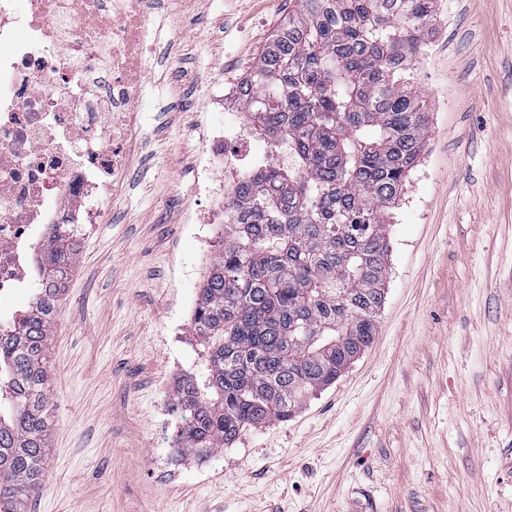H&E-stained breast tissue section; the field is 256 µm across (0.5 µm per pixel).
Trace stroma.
Masks as SVG:
<instances>
[{
    "label": "stroma",
    "instance_id": "stroma-1",
    "mask_svg": "<svg viewBox=\"0 0 512 512\" xmlns=\"http://www.w3.org/2000/svg\"><path fill=\"white\" fill-rule=\"evenodd\" d=\"M289 0H158L145 122L95 200L48 337L49 452L26 512H512V0H439L401 79L427 138L389 215L377 336L292 418L164 474L213 254L184 228L207 84L243 78Z\"/></svg>",
    "mask_w": 512,
    "mask_h": 512
}]
</instances>
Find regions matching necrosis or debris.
<instances>
[{"mask_svg":"<svg viewBox=\"0 0 512 512\" xmlns=\"http://www.w3.org/2000/svg\"><path fill=\"white\" fill-rule=\"evenodd\" d=\"M154 0H0V299L32 291L59 224L99 223L92 197L122 171L140 126L139 66ZM194 178L208 227L252 161L229 123H205Z\"/></svg>","mask_w":512,"mask_h":512,"instance_id":"obj_1","label":"necrosis or debris"}]
</instances>
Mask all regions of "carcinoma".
Returning <instances> with one entry per match:
<instances>
[{
    "label": "carcinoma",
    "instance_id": "cac0c4a2",
    "mask_svg": "<svg viewBox=\"0 0 512 512\" xmlns=\"http://www.w3.org/2000/svg\"><path fill=\"white\" fill-rule=\"evenodd\" d=\"M437 0H293L239 85L246 134L266 158L224 197V237L198 288L203 347L174 406L177 445L202 456L284 422L373 342L388 277L389 209L427 137L422 99L396 76L436 21ZM288 156V163L278 155ZM76 260L67 231L40 262L31 311L0 333V512L45 482L46 340Z\"/></svg>",
    "mask_w": 512,
    "mask_h": 512
}]
</instances>
